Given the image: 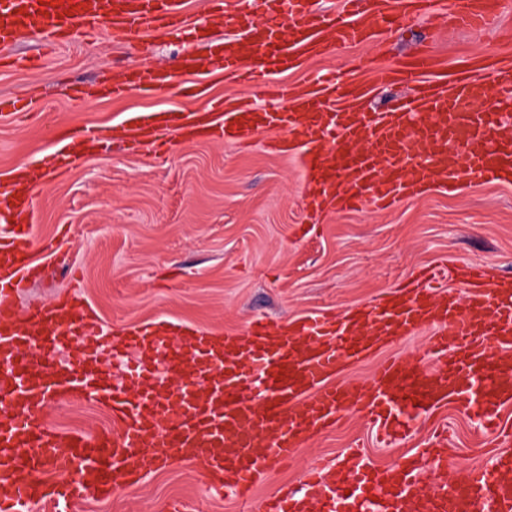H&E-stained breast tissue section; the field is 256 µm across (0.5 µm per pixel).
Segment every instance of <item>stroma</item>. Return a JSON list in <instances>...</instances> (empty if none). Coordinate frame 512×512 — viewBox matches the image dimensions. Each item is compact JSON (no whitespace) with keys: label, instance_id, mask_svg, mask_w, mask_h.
<instances>
[{"label":"stroma","instance_id":"stroma-1","mask_svg":"<svg viewBox=\"0 0 512 512\" xmlns=\"http://www.w3.org/2000/svg\"><path fill=\"white\" fill-rule=\"evenodd\" d=\"M432 22L414 12L357 46H338L288 74L302 82L323 70L354 76L370 92L368 112L411 96L419 85L409 75L379 86L375 70L407 62L423 38L447 75L469 63L512 66V0H502L496 28L432 32ZM188 36L158 31L144 47L113 41L108 32L45 48L28 37L13 50L19 65L0 67V98H25L31 113L0 119V179L17 166L35 167L53 154L55 134L78 135L86 126L111 129L135 112L189 111L205 101L181 82L151 95L129 91L120 98L84 103L69 98L75 84H101L113 69L144 65L176 69ZM209 97L258 103L254 83L235 75H212ZM266 136L249 147L174 140L165 153L132 152L121 141L94 152L73 147L65 174L46 172L34 191L31 221L36 247L68 234L57 257L46 260L19 310L75 295L108 326H138L164 318L216 333L239 332L256 316L279 324L306 315L341 314L412 282L430 265L461 262L512 273V181H460L397 199L382 209L328 211L307 221L306 175L298 157L269 150ZM451 434L448 460L464 469L483 460L485 446L467 411L441 412ZM365 442L372 466L385 468L403 448L370 443L358 415L300 448L293 460L255 487L254 501L297 486L305 473L340 460ZM172 499L195 512H238L234 503L210 497L205 470L173 462L138 485L93 500L88 512H161Z\"/></svg>","mask_w":512,"mask_h":512}]
</instances>
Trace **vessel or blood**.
<instances>
[{
    "label": "vessel or blood",
    "mask_w": 512,
    "mask_h": 512,
    "mask_svg": "<svg viewBox=\"0 0 512 512\" xmlns=\"http://www.w3.org/2000/svg\"><path fill=\"white\" fill-rule=\"evenodd\" d=\"M206 23L197 27L203 53L186 52L178 71L196 96L204 76L221 71L267 75L262 91L286 100L271 107L228 108L127 118L130 148L155 145L170 128L185 139L246 145L275 133L280 153L301 149L311 210L383 208L416 188L440 182L451 188L466 176L502 180L512 172V138L500 130L512 117V68L492 74L500 88L497 111L484 107L479 76L461 73L453 84H421L409 99L382 112H355L368 88L354 78L317 75L305 83L279 74L335 45H359L395 22L398 8L375 0H341L339 12L319 0H263L262 13L207 0ZM416 10L443 28L481 29L498 13L490 0L438 10L437 0H415ZM230 25L227 41L211 34ZM191 27L184 0H0V54L22 36L55 45L73 32L108 29L113 39L143 42L151 33L182 34ZM438 58L421 46L406 71L385 67L384 85L404 72L430 75ZM173 73L145 68L116 72L110 91L149 92ZM15 169L0 184V205L27 214L33 200L15 192L27 179ZM41 266L30 226L0 225V512H72L73 505L134 486L160 462L203 460L206 489L236 500L250 512L252 493L277 464L347 413L361 416L383 441L413 436L430 412L451 404L494 430L501 453L486 463L457 469L448 441L413 449L389 470L355 452L340 465L312 469L288 496L265 499L261 512H512V431L500 411L512 405V277L491 276L481 265H459L453 276L425 267L420 285L389 292L379 302L343 315L301 317L278 329L253 319L244 334L217 336L159 320L135 328L104 327L85 305L49 304L18 316L17 301ZM420 334L429 352L381 361L369 379L337 382L342 369L379 348ZM126 360L121 387L111 385V362ZM68 394L106 405L112 432L73 434L50 427L51 402ZM432 468L436 487L423 493L420 473ZM60 472L57 480L46 471Z\"/></svg>",
    "instance_id": "1"
}]
</instances>
